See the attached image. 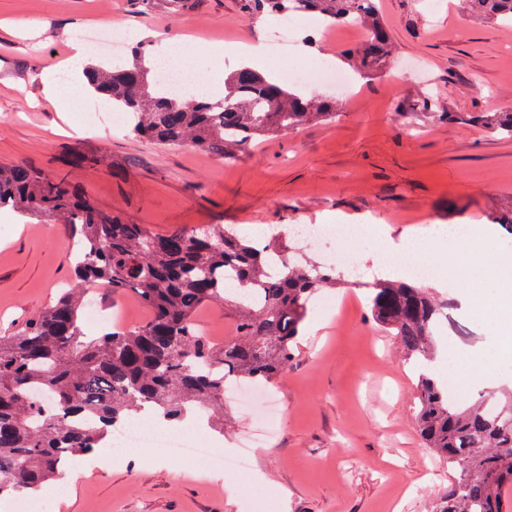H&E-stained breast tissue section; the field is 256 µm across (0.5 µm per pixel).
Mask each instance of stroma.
I'll use <instances>...</instances> for the list:
<instances>
[{
    "instance_id": "obj_1",
    "label": "stroma",
    "mask_w": 512,
    "mask_h": 512,
    "mask_svg": "<svg viewBox=\"0 0 512 512\" xmlns=\"http://www.w3.org/2000/svg\"><path fill=\"white\" fill-rule=\"evenodd\" d=\"M394 42L395 62L355 77L336 118L265 139L233 162L191 147L135 138L127 127L97 128L82 112L61 116L45 102L51 56L66 60L71 36L105 26L136 38L187 37L196 65L224 61L209 44L233 51L270 43L269 15L242 0H0V161L61 174L107 211L156 233L201 224L258 226L368 224L403 256L425 227L482 224L512 199V138L444 112L512 111V27L461 19L460 0H377ZM306 47L290 36L288 61H335L343 37L315 29ZM81 133L52 134L62 120ZM90 163L73 166V153ZM68 225L22 223L0 214V332H11L54 303L71 278ZM343 303L311 308L287 370L268 393L283 418L268 445L251 451L250 483L215 480L182 461L155 456L106 458L77 469L69 497L51 512H431L447 489L448 465L425 448L415 422V389L424 361L405 359L373 320L368 289L339 280ZM452 302L449 352L480 347L490 355L492 325L466 305L465 283L437 288ZM254 413L224 406L214 446L234 448L255 426ZM236 494H229V486Z\"/></svg>"
}]
</instances>
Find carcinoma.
I'll use <instances>...</instances> for the list:
<instances>
[{
	"instance_id": "cac0c4a2",
	"label": "carcinoma",
	"mask_w": 512,
	"mask_h": 512,
	"mask_svg": "<svg viewBox=\"0 0 512 512\" xmlns=\"http://www.w3.org/2000/svg\"><path fill=\"white\" fill-rule=\"evenodd\" d=\"M250 10L283 16L308 9L330 25L355 24L367 40L337 54L368 77L393 58L376 0H245ZM469 13L512 24V0H465ZM145 46L132 62L99 59L85 67L91 87L129 115L136 138L190 146L226 161L260 139L336 116L342 102L307 96L272 76L242 67L224 77V98L173 99L159 72L145 65ZM450 123L480 124L512 137V112H442ZM39 221L61 218L80 251L72 280L58 300L18 330L0 335V497L38 492L75 456L103 447L114 430L149 407L166 421L202 412L215 422L230 381L264 388L288 368L311 298L336 285V271L294 260L281 238L266 244L234 228L182 229L166 235L106 211L64 177L0 162V209ZM236 274L259 303H238L233 338L216 343L196 326L199 309L227 301L224 275ZM130 294L148 309L138 326L91 335L83 298L92 285ZM448 303L429 289L381 278L370 286V312L406 356L430 358ZM41 389L50 400L33 398ZM416 424L426 447L456 477L435 512H506L512 483V405L480 396L468 406L448 399L439 379L419 378Z\"/></svg>"
}]
</instances>
